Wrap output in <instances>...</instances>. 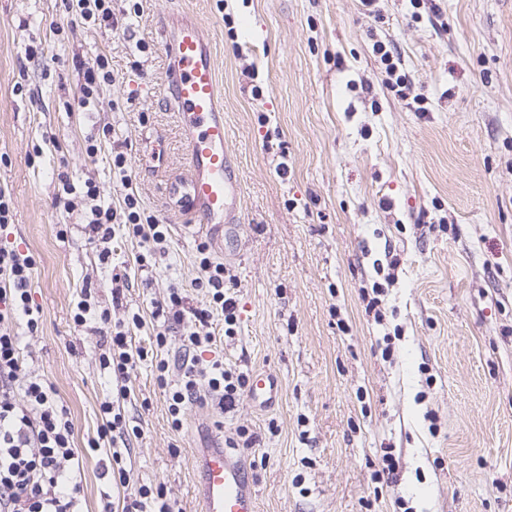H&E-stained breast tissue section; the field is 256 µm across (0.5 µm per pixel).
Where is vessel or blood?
Wrapping results in <instances>:
<instances>
[{
	"label": "vessel or blood",
	"instance_id": "b4317fda",
	"mask_svg": "<svg viewBox=\"0 0 512 512\" xmlns=\"http://www.w3.org/2000/svg\"><path fill=\"white\" fill-rule=\"evenodd\" d=\"M168 54V98L177 108L188 177L182 189L199 227L210 234L236 236L241 224V188L235 165L224 148V111L218 104L213 53L205 30L195 20L162 28ZM277 380L256 374L252 399L272 404ZM197 498L201 512H257V502L241 463L217 444L198 449Z\"/></svg>",
	"mask_w": 512,
	"mask_h": 512
}]
</instances>
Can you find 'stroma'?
Here are the masks:
<instances>
[{"mask_svg":"<svg viewBox=\"0 0 512 512\" xmlns=\"http://www.w3.org/2000/svg\"><path fill=\"white\" fill-rule=\"evenodd\" d=\"M141 5L135 16L117 0L127 17L113 30L70 22L62 0H0V186L12 199L0 245L36 260L42 321L21 335L23 367L69 411L81 512L122 506L144 484L199 512L194 455L215 441L245 468L258 512H512V0H376L372 14L360 0ZM184 13L212 43L241 181L243 223L224 244L193 227L173 190L188 172L161 29ZM378 41L400 58L403 92L388 84ZM102 52L115 83L90 111H69L75 59L90 66ZM91 135L103 147L94 159ZM114 146L169 228L167 254L146 269L120 230L100 262L86 213L56 204L63 173L120 203ZM202 242L235 278L238 315L231 337L222 316L210 319L211 355L272 374L278 397L263 407L244 391L225 411L200 402L173 430L153 365L175 349L159 350L129 376L124 406L140 434L130 484L116 486L108 448L89 446L112 379L76 305L88 288L112 321L141 315L131 345L151 349V302L170 285L187 307L208 305L192 286ZM376 285L379 320L366 310Z\"/></svg>","mask_w":512,"mask_h":512,"instance_id":"1","label":"stroma"}]
</instances>
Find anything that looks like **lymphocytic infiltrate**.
I'll list each match as a JSON object with an SVG mask.
<instances>
[{
	"instance_id": "lymphocytic-infiltrate-1",
	"label": "lymphocytic infiltrate",
	"mask_w": 512,
	"mask_h": 512,
	"mask_svg": "<svg viewBox=\"0 0 512 512\" xmlns=\"http://www.w3.org/2000/svg\"><path fill=\"white\" fill-rule=\"evenodd\" d=\"M63 189L64 208L88 209L89 238L98 242L101 260H108L109 243L118 226L147 252H155L166 243L167 225L147 212L137 191L126 192L115 208L95 182L87 181L80 187L67 182ZM197 253L200 275L194 286L206 292L209 304L204 309L186 310L185 298L176 287L170 288L167 298L154 301L153 316L164 324L163 331L155 336L158 347L167 344L166 328L182 325L189 316L202 323L212 312H219L224 318L225 335L236 332L234 301L225 294L231 284L227 270L212 260L207 244H199ZM35 265L31 254L0 245V512H78L82 487L71 479L76 450L68 410L57 401L53 385L37 376L22 375L15 325L18 319H25L28 331L34 333L41 323V311L33 306L31 297ZM214 341L208 332L184 334L175 359H162L155 365L156 381L167 395L174 429L182 428L186 411L200 393H208L223 409L247 385L246 375L225 368L222 360H204V353ZM147 356V351L132 348L126 330L121 328L112 335L100 363L122 383ZM17 383L22 386L18 394L13 391ZM101 412L104 419L98 439L113 445L112 477L123 484L129 474L116 445L128 436V424L113 402H103Z\"/></svg>"
}]
</instances>
